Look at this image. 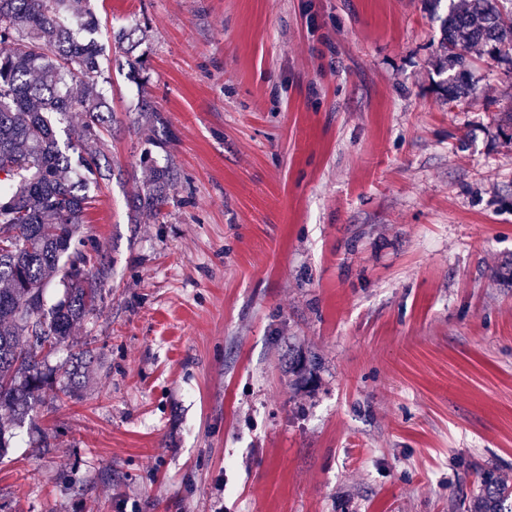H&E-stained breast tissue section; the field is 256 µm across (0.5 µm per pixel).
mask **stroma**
Segmentation results:
<instances>
[{
	"instance_id": "obj_1",
	"label": "stroma",
	"mask_w": 512,
	"mask_h": 512,
	"mask_svg": "<svg viewBox=\"0 0 512 512\" xmlns=\"http://www.w3.org/2000/svg\"><path fill=\"white\" fill-rule=\"evenodd\" d=\"M91 3L112 177L81 235L110 271L0 512H458L512 482V64L473 53L444 100L429 0ZM171 184L169 171L153 168L149 184L143 193L137 196L139 212L147 216H159L163 207L167 204L168 190Z\"/></svg>"
}]
</instances>
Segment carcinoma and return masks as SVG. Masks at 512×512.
<instances>
[{
    "label": "carcinoma",
    "mask_w": 512,
    "mask_h": 512,
    "mask_svg": "<svg viewBox=\"0 0 512 512\" xmlns=\"http://www.w3.org/2000/svg\"><path fill=\"white\" fill-rule=\"evenodd\" d=\"M448 0L441 48L451 74L443 90L454 102L470 90V49L512 62V0ZM95 29L88 0H0V409L34 420L50 387L67 395L79 385V361L48 366L69 346L75 326L101 300L108 266L96 247L76 236L105 179L101 160L109 107L96 82V43L79 40L72 24ZM71 112L79 127L58 129ZM169 171L152 169L137 196L139 212L158 216L167 204ZM63 298L48 305L54 278ZM470 512H505L512 488L481 477Z\"/></svg>",
    "instance_id": "cac0c4a2"
}]
</instances>
